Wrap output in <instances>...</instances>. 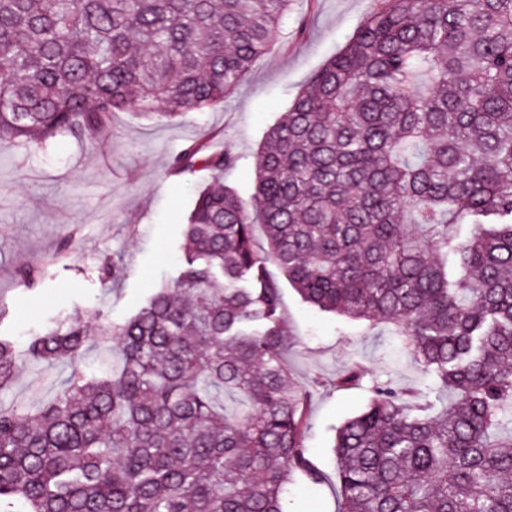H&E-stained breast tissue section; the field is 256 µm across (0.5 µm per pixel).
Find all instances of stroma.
Returning <instances> with one entry per match:
<instances>
[{
  "instance_id": "1",
  "label": "stroma",
  "mask_w": 512,
  "mask_h": 512,
  "mask_svg": "<svg viewBox=\"0 0 512 512\" xmlns=\"http://www.w3.org/2000/svg\"><path fill=\"white\" fill-rule=\"evenodd\" d=\"M373 0H297L306 18L299 34L278 36L224 105L189 119H145L115 113L111 132L95 148L68 137L44 151L0 142V335L24 351L30 332L59 311L80 312L89 326L98 315L119 321L134 313L161 281L175 276L181 227L203 174H168L170 157L184 144L222 134L238 158L225 185L250 195L256 152L267 128L330 58L340 52ZM66 258L49 268L42 288H26L20 267L42 263L61 239ZM112 256L124 268L114 285L100 287L97 267ZM283 301L293 345L286 359L295 383L319 377L307 446L324 480L289 487L288 512H338L341 498L331 450L333 429L369 402L372 380L414 390L420 376L398 340L365 321L321 312L292 288ZM366 368L356 384L336 386L348 361ZM66 367L22 360L7 403L36 409L60 387Z\"/></svg>"
}]
</instances>
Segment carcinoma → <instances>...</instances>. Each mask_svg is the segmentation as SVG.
Returning a JSON list of instances; mask_svg holds the SVG:
<instances>
[{
  "label": "carcinoma",
  "mask_w": 512,
  "mask_h": 512,
  "mask_svg": "<svg viewBox=\"0 0 512 512\" xmlns=\"http://www.w3.org/2000/svg\"><path fill=\"white\" fill-rule=\"evenodd\" d=\"M293 2L0 0V141L87 146L115 112L222 105ZM237 162L206 141L171 157L211 181L177 275L136 312L30 335V359L69 373L35 411L0 403V512H286L288 486L321 484L320 380L290 382L273 267L312 307L390 326L436 392L378 383L336 428L340 512H512V0H374L265 132L247 198L222 182ZM121 276L100 262L102 284ZM93 344L118 359L89 368ZM19 366L0 336V392Z\"/></svg>",
  "instance_id": "cac0c4a2"
}]
</instances>
